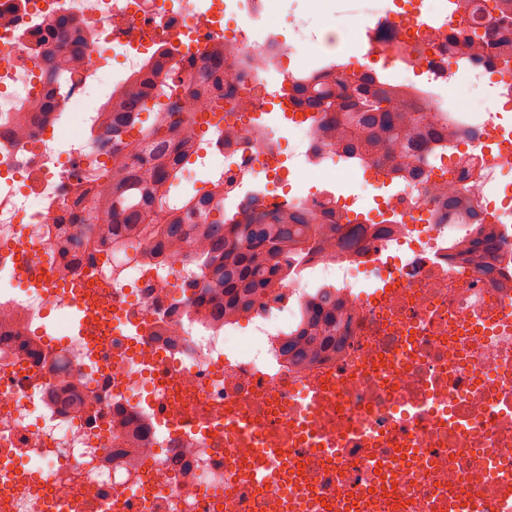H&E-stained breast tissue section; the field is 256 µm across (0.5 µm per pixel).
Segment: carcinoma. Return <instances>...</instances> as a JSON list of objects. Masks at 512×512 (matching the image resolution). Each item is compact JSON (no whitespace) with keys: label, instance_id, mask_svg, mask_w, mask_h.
I'll return each mask as SVG.
<instances>
[{"label":"carcinoma","instance_id":"1","mask_svg":"<svg viewBox=\"0 0 512 512\" xmlns=\"http://www.w3.org/2000/svg\"><path fill=\"white\" fill-rule=\"evenodd\" d=\"M60 34L70 38L74 53H84V39L77 27L63 22ZM157 74L154 68L147 70L138 87L112 106L110 134L103 143L112 156V196L84 210L86 235L75 245L90 247L107 236L112 247L122 249L130 235L165 243L177 252L198 244L199 251L185 254L202 278L196 303L213 321L225 323L249 313L257 301L276 295L289 276L307 262L313 246L321 248L336 238V225L308 213L257 207L208 224L189 223L205 211L213 197L223 193L222 177L205 182L189 197L180 196V214L166 220L170 207L160 187L175 190L180 186L182 166L191 163L196 149L193 143L171 136L165 120V116L179 113L182 125L194 122L183 107L190 87L173 97ZM368 82L366 75L354 82L340 81L333 93L295 84L293 98L310 111L341 114L324 130L328 145L348 142L347 128L355 126L365 132L364 159L384 166L395 152L408 154L417 148L405 134L416 116L411 109H396L385 82H377L372 89ZM150 99L159 107L156 121L133 141L129 131L139 123ZM339 328L336 291L319 288L304 305L300 323L288 332L282 353L294 361H305L336 344Z\"/></svg>","mask_w":512,"mask_h":512}]
</instances>
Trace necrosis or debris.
Listing matches in <instances>:
<instances>
[{
	"instance_id": "necrosis-or-debris-1",
	"label": "necrosis or debris",
	"mask_w": 512,
	"mask_h": 512,
	"mask_svg": "<svg viewBox=\"0 0 512 512\" xmlns=\"http://www.w3.org/2000/svg\"><path fill=\"white\" fill-rule=\"evenodd\" d=\"M179 2L0 0V126L30 119L23 138L0 140V512H450L463 492L499 512L495 489L512 480V193L501 181L512 160L485 136L512 110V72L499 66L512 56V10L394 0L376 12L358 68L323 71L335 32L310 54L283 33L299 30L295 15L270 22L285 0ZM64 20L82 27L89 65H69ZM473 29L479 50L455 52L452 39ZM215 40L230 110L213 127L201 91L193 126L176 128L225 162L210 212L254 203L339 226L335 253L315 252L278 299L257 302L242 336L194 303L200 280L181 255L157 264L150 241L61 246L107 184L85 164L105 112L150 64L170 86L193 81L199 46ZM49 57L67 78L58 96ZM381 70L399 108H416L414 133L448 122L455 136L401 157L396 188L361 222L353 196L304 178L367 168L326 145L325 113L286 127L253 115L273 111L277 80ZM462 81L485 82L498 111L449 106V83ZM93 88L95 107L74 112ZM289 133L303 167L285 164ZM460 193L467 209L449 208ZM478 224L494 246L473 255L462 245ZM324 285L336 289V348L288 364L280 340ZM80 308L94 315L90 335H48L50 317ZM262 448L280 455L259 480Z\"/></svg>"
}]
</instances>
